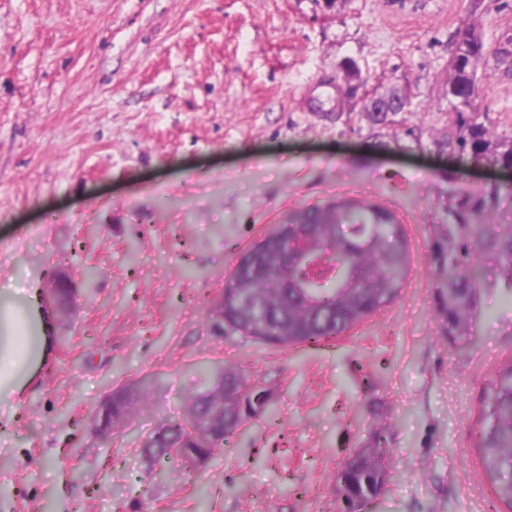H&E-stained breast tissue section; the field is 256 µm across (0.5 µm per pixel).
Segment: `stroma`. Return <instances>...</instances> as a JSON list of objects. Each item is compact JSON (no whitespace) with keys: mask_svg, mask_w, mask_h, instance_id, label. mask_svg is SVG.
<instances>
[{"mask_svg":"<svg viewBox=\"0 0 512 512\" xmlns=\"http://www.w3.org/2000/svg\"><path fill=\"white\" fill-rule=\"evenodd\" d=\"M512 34V0H0V355L40 332L18 294L63 266L77 311L0 401V512H338L336 472L385 438L389 477L365 512H491L475 446L491 374L512 362V306L450 343L425 254L449 177L512 173L437 154L448 43ZM358 97L330 117L344 63ZM492 128L512 134V65L479 64ZM408 86L422 144L371 130L362 96ZM354 197L396 212L410 245L397 299L350 332L283 349L212 335L238 257L297 209ZM271 394L202 470L148 464L200 367ZM143 388L104 437L108 390Z\"/></svg>","mask_w":512,"mask_h":512,"instance_id":"1","label":"stroma"}]
</instances>
